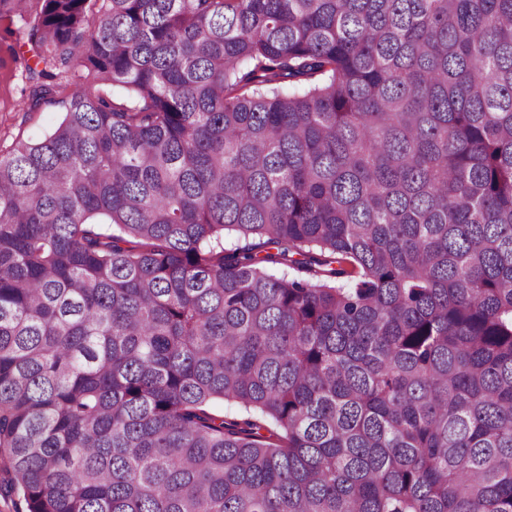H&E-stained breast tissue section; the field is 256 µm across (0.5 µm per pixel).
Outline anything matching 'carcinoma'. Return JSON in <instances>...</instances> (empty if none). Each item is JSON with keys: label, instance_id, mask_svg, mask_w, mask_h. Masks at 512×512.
I'll return each mask as SVG.
<instances>
[{"label": "carcinoma", "instance_id": "cac0c4a2", "mask_svg": "<svg viewBox=\"0 0 512 512\" xmlns=\"http://www.w3.org/2000/svg\"><path fill=\"white\" fill-rule=\"evenodd\" d=\"M37 2L16 512H512V0Z\"/></svg>", "mask_w": 512, "mask_h": 512}]
</instances>
